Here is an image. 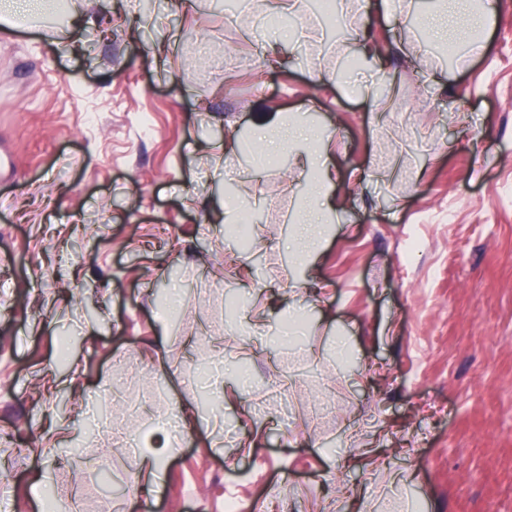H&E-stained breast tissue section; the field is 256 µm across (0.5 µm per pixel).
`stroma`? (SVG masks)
<instances>
[{
	"mask_svg": "<svg viewBox=\"0 0 512 512\" xmlns=\"http://www.w3.org/2000/svg\"><path fill=\"white\" fill-rule=\"evenodd\" d=\"M97 3L0 36L8 505L42 512L48 480L60 512H336L340 492L347 512H512V0L449 67L402 18L344 0L381 78L345 69L311 0L285 64L250 0ZM260 112L316 127L336 169L313 296L292 243L319 172L254 143ZM174 287L176 329L156 298ZM217 358L248 378L220 454L195 405ZM173 414L192 420L164 492L104 493L136 470L107 448ZM56 424L54 457L34 455Z\"/></svg>",
	"mask_w": 512,
	"mask_h": 512,
	"instance_id": "1",
	"label": "stroma"
}]
</instances>
